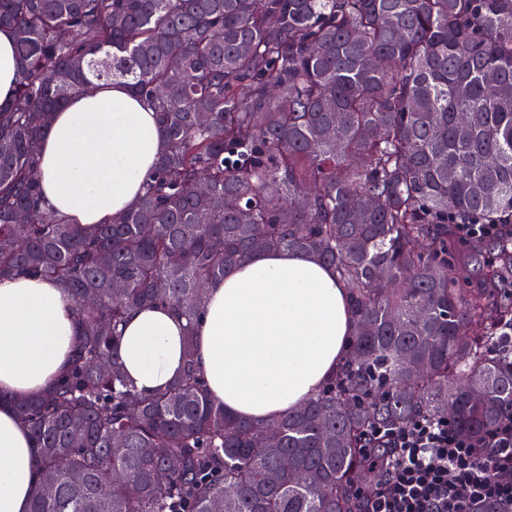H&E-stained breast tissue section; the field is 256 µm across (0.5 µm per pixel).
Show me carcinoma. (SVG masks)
I'll return each instance as SVG.
<instances>
[{
  "instance_id": "obj_1",
  "label": "carcinoma",
  "mask_w": 512,
  "mask_h": 512,
  "mask_svg": "<svg viewBox=\"0 0 512 512\" xmlns=\"http://www.w3.org/2000/svg\"><path fill=\"white\" fill-rule=\"evenodd\" d=\"M2 27L18 70L0 280L62 284L80 329L65 378L14 401L30 512H360L353 484L387 461L371 429L512 420V0H0ZM109 81L153 108L165 149L134 208L83 228L41 206L38 150L57 109ZM463 224L491 226L502 256L476 288ZM260 249L334 268L355 320L335 377L265 424L209 397L192 336L204 285ZM146 304L188 322L183 372L152 395L120 359Z\"/></svg>"
}]
</instances>
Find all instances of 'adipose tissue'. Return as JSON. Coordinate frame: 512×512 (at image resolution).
Segmentation results:
<instances>
[{"instance_id": "adipose-tissue-1", "label": "adipose tissue", "mask_w": 512, "mask_h": 512, "mask_svg": "<svg viewBox=\"0 0 512 512\" xmlns=\"http://www.w3.org/2000/svg\"><path fill=\"white\" fill-rule=\"evenodd\" d=\"M165 145L156 114L120 81L81 91L42 136L38 170L47 207L83 226L109 224L138 201ZM354 324L335 271L307 254L258 251L206 286L194 330L171 309L127 317L125 378L149 394L177 379L186 334L209 394L257 423L300 407L335 374ZM67 290L40 277L0 280V512H28L36 450L12 398L49 389L77 342Z\"/></svg>"}]
</instances>
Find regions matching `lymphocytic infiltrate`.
Listing matches in <instances>:
<instances>
[{
  "instance_id": "obj_1",
  "label": "lymphocytic infiltrate",
  "mask_w": 512,
  "mask_h": 512,
  "mask_svg": "<svg viewBox=\"0 0 512 512\" xmlns=\"http://www.w3.org/2000/svg\"><path fill=\"white\" fill-rule=\"evenodd\" d=\"M369 438L391 449L392 462L361 512H472L489 500L512 512L511 421L480 440L427 417L373 429Z\"/></svg>"
}]
</instances>
